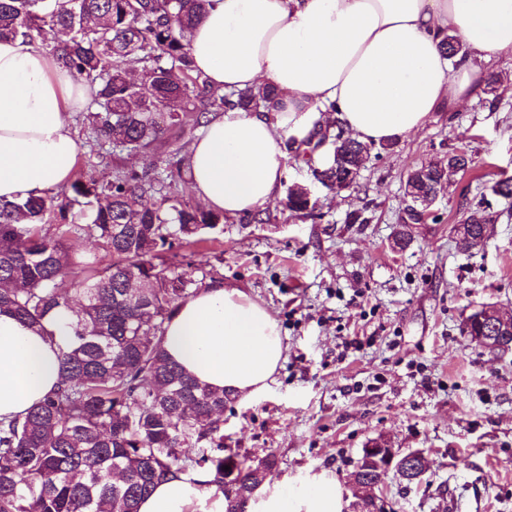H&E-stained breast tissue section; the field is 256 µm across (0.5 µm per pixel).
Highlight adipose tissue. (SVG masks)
Instances as JSON below:
<instances>
[{"mask_svg": "<svg viewBox=\"0 0 512 512\" xmlns=\"http://www.w3.org/2000/svg\"><path fill=\"white\" fill-rule=\"evenodd\" d=\"M449 34L465 56H446ZM187 40L215 87L276 92L267 111L210 117L189 147L192 191L236 218L275 200L285 139H310L328 107L353 139L387 144L469 99L477 62L512 57V0H211ZM90 99L89 85L51 55L18 38L0 41V198L70 179L78 147L68 118ZM72 319L62 310L38 328L0 312V419L24 416L59 387ZM164 348L192 378L242 400L268 389L285 353L268 309L220 284L179 304ZM224 509V491L204 469L165 475L138 503V512ZM250 512H343V497L322 477L290 494L265 485Z\"/></svg>", "mask_w": 512, "mask_h": 512, "instance_id": "1", "label": "adipose tissue"}]
</instances>
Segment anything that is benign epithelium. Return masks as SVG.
Masks as SVG:
<instances>
[{"mask_svg":"<svg viewBox=\"0 0 512 512\" xmlns=\"http://www.w3.org/2000/svg\"><path fill=\"white\" fill-rule=\"evenodd\" d=\"M439 196L438 190L420 188L416 182L408 188L405 206L421 213L428 210ZM475 321L485 324L484 333L471 336L469 340L489 351H500L512 339V318L503 317L497 306L486 304L471 313ZM393 470L405 482L412 484L422 480L427 472V456L421 450L401 451L391 446L389 441L379 437L361 449L354 462L353 485L356 501L352 512H384L387 503L376 493L382 476Z\"/></svg>","mask_w":512,"mask_h":512,"instance_id":"7a95c632","label":"benign epithelium"}]
</instances>
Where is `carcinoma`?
Masks as SVG:
<instances>
[{"mask_svg": "<svg viewBox=\"0 0 512 512\" xmlns=\"http://www.w3.org/2000/svg\"><path fill=\"white\" fill-rule=\"evenodd\" d=\"M209 0H0V39L22 38L94 87L86 120L93 144L147 149L184 117L254 111L275 91L224 93L197 72L187 33ZM65 38L46 39L47 32ZM318 167L326 187L354 186V148L342 133ZM181 160L163 170L89 174L67 191L0 199V311L39 325L75 312L74 342L60 358L62 384L24 417L0 422V512H137L154 483L194 465L215 482L234 475L255 488L276 466L224 454L221 418L231 394L200 385L164 350L165 324L198 289L192 259H160L173 240L187 244L224 214L183 203ZM293 216L314 207L288 195ZM494 221L480 202L461 223L474 237ZM54 225V231L44 225ZM71 234L94 239L112 262L76 258ZM196 449L189 457L185 449Z\"/></svg>", "mask_w": 512, "mask_h": 512, "instance_id": "cac0c4a2", "label": "carcinoma"}]
</instances>
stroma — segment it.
<instances>
[{
  "label": "stroma",
  "mask_w": 512,
  "mask_h": 512,
  "mask_svg": "<svg viewBox=\"0 0 512 512\" xmlns=\"http://www.w3.org/2000/svg\"><path fill=\"white\" fill-rule=\"evenodd\" d=\"M493 90L405 139L374 145L358 185L334 194L314 185L308 164L287 154L284 187L310 186L319 205L292 217L278 195L260 219H225L205 242L165 253L192 255L211 283L239 288L277 321L285 360L268 390L225 402L224 445L253 457L274 455V484L292 491L322 474L354 499L353 463L378 437L421 449L430 469L406 484L382 479L389 512H512V350L491 353L462 333L485 303L512 316V198L491 187L512 176V59L481 63ZM83 113L71 115L75 170L98 178L118 169L164 167L199 135L167 133L137 154L91 150ZM466 150L480 169L453 177L411 241L393 251L409 171L446 163ZM489 202L495 215L480 249H462L452 231L465 209ZM362 212L361 224L347 223Z\"/></svg>",
  "instance_id": "stroma-1"
}]
</instances>
